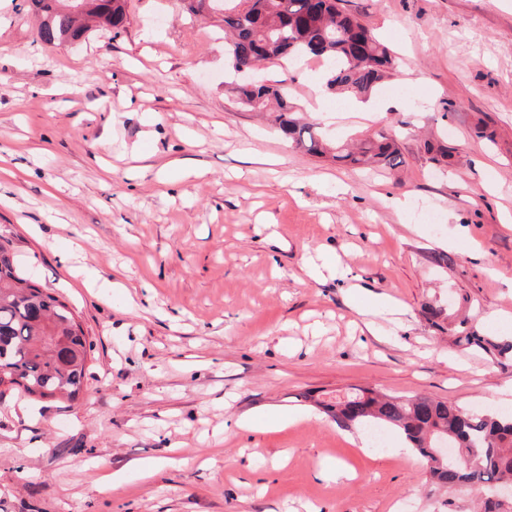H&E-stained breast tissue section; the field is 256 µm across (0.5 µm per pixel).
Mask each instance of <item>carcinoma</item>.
Wrapping results in <instances>:
<instances>
[{
  "label": "carcinoma",
  "instance_id": "carcinoma-1",
  "mask_svg": "<svg viewBox=\"0 0 512 512\" xmlns=\"http://www.w3.org/2000/svg\"><path fill=\"white\" fill-rule=\"evenodd\" d=\"M103 20L118 35L128 20L127 0H30L41 14L39 39L53 45L78 41L89 27L77 7ZM340 0H189L197 16L211 8L223 14L224 51L233 69H255L267 61L323 59L325 90L362 99L370 96L398 68L391 50L357 17L339 9ZM238 102L259 112L275 110L280 132L316 156L341 166L377 165L391 170L405 165L394 139L379 134L356 149L330 144L321 127L294 117L288 92L279 84L250 79L232 86ZM458 343L489 355L512 351L463 328ZM81 324L66 302L36 285L16 265L11 240L0 235V382L7 390L40 400L74 399L83 389L88 357ZM356 388L322 408L336 424L377 426L400 433L429 468L431 479L447 490L512 485V412H472L426 395H379ZM456 448V458L435 456L438 443Z\"/></svg>",
  "mask_w": 512,
  "mask_h": 512
}]
</instances>
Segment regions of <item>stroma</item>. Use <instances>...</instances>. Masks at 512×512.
<instances>
[{"mask_svg":"<svg viewBox=\"0 0 512 512\" xmlns=\"http://www.w3.org/2000/svg\"><path fill=\"white\" fill-rule=\"evenodd\" d=\"M342 7L399 57L377 93L399 110L359 118L305 66L265 75L332 141L395 136L390 173L308 154L238 104L219 15L129 0L118 37L47 46L0 0V233L93 346L77 400L0 396V512H480L400 434L370 446L317 404L362 387L512 408V355L457 342L512 340V0ZM385 298L395 336L365 325ZM244 414L258 430L234 428ZM462 335L458 336V343L466 345L468 348H477L484 351L489 355L506 354V352L512 351V342L507 344H499L491 341L486 336H481L477 331L471 328L463 327L460 332Z\"/></svg>","mask_w":512,"mask_h":512,"instance_id":"obj_1","label":"stroma"}]
</instances>
